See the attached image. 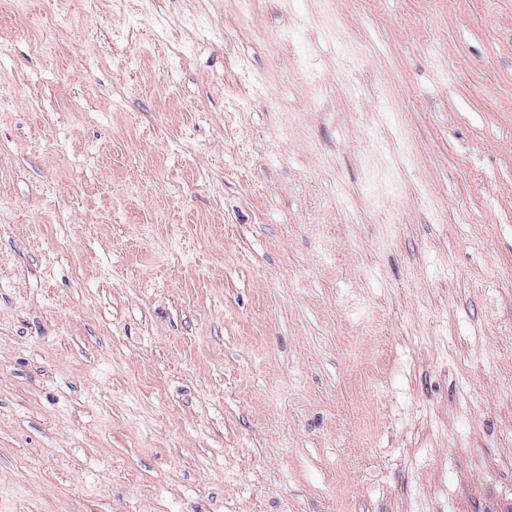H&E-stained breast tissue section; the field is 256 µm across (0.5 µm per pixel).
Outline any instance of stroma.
Listing matches in <instances>:
<instances>
[{
	"label": "stroma",
	"mask_w": 512,
	"mask_h": 512,
	"mask_svg": "<svg viewBox=\"0 0 512 512\" xmlns=\"http://www.w3.org/2000/svg\"><path fill=\"white\" fill-rule=\"evenodd\" d=\"M98 8L0 0V512H512V0Z\"/></svg>",
	"instance_id": "35a3bbf8"
}]
</instances>
